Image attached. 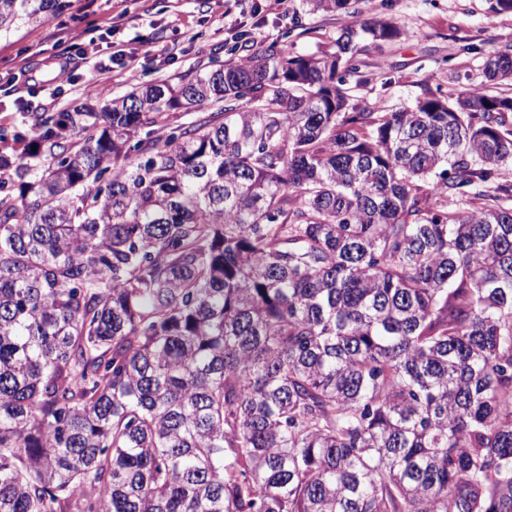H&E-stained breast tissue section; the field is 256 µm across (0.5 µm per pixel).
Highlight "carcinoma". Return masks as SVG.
<instances>
[{
  "instance_id": "cac0c4a2",
  "label": "carcinoma",
  "mask_w": 512,
  "mask_h": 512,
  "mask_svg": "<svg viewBox=\"0 0 512 512\" xmlns=\"http://www.w3.org/2000/svg\"><path fill=\"white\" fill-rule=\"evenodd\" d=\"M70 8L0 0V41ZM399 35L13 131L0 512H512V96L349 105Z\"/></svg>"
}]
</instances>
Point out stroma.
<instances>
[{"label":"stroma","mask_w":512,"mask_h":512,"mask_svg":"<svg viewBox=\"0 0 512 512\" xmlns=\"http://www.w3.org/2000/svg\"><path fill=\"white\" fill-rule=\"evenodd\" d=\"M359 20L386 19L400 38L370 46L350 78L354 103L387 111L409 107L433 93L455 95L487 88L486 57L512 46V14L493 15L485 0H359ZM225 14L223 30L213 21ZM98 45L99 65L75 67L60 84L47 61L60 52L53 22L22 30L0 42V128L20 124L28 112H59L126 94L133 84L191 76L216 61L251 55L272 42L296 55L331 50L350 18L312 8V0H73L68 12ZM120 16L112 34L99 31L101 18ZM136 51L135 69L114 68L118 51ZM20 56L30 75H14L4 60Z\"/></svg>","instance_id":"1"}]
</instances>
